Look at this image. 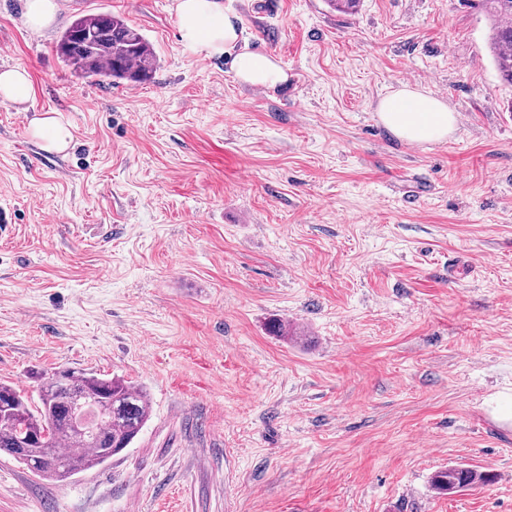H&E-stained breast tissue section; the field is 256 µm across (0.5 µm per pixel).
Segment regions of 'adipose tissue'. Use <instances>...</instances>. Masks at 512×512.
<instances>
[{"mask_svg": "<svg viewBox=\"0 0 512 512\" xmlns=\"http://www.w3.org/2000/svg\"><path fill=\"white\" fill-rule=\"evenodd\" d=\"M174 12L183 43L204 55L223 57L238 83L272 89L287 82L281 61L243 38L236 17L225 13L222 0H175ZM377 112L387 129L412 143L444 141L455 126V116L444 101L407 85L382 97ZM30 131L49 152L64 151L74 139L70 123L55 110L34 118Z\"/></svg>", "mask_w": 512, "mask_h": 512, "instance_id": "obj_1", "label": "adipose tissue"}]
</instances>
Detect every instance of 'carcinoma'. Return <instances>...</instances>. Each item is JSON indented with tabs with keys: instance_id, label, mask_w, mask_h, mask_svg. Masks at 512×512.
Returning <instances> with one entry per match:
<instances>
[{
	"instance_id": "1",
	"label": "carcinoma",
	"mask_w": 512,
	"mask_h": 512,
	"mask_svg": "<svg viewBox=\"0 0 512 512\" xmlns=\"http://www.w3.org/2000/svg\"><path fill=\"white\" fill-rule=\"evenodd\" d=\"M495 17L491 49L501 78L512 84V0H489ZM57 54L76 76L90 82L140 86L152 78L156 52L146 36L108 13L77 17L62 32ZM39 405L13 386L0 384V452L32 472L63 481L100 466L129 447L150 417L143 388L119 377L87 370L39 373ZM80 403L96 406L97 422L77 429L71 415ZM493 475L462 465L437 471L433 487L453 494Z\"/></svg>"
}]
</instances>
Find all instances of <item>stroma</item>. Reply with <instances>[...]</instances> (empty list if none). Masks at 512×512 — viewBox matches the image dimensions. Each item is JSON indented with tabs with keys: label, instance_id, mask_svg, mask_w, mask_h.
Returning <instances> with one entry per match:
<instances>
[{
	"label": "stroma",
	"instance_id": "stroma-1",
	"mask_svg": "<svg viewBox=\"0 0 512 512\" xmlns=\"http://www.w3.org/2000/svg\"><path fill=\"white\" fill-rule=\"evenodd\" d=\"M0 0V381L87 368L150 393L130 448L64 481L0 453V512H512V85L484 0H224L288 83L183 45L174 0ZM90 13L153 43L151 83L55 45ZM408 84L462 123L406 149ZM59 111L61 153L29 133ZM304 332L272 335L270 320ZM492 482L444 495L440 469ZM58 10L57 0H27L25 23L29 29L40 32L52 24ZM31 75L26 67L16 66L0 72V98L2 101L25 104L32 100Z\"/></svg>",
	"mask_w": 512,
	"mask_h": 512
}]
</instances>
